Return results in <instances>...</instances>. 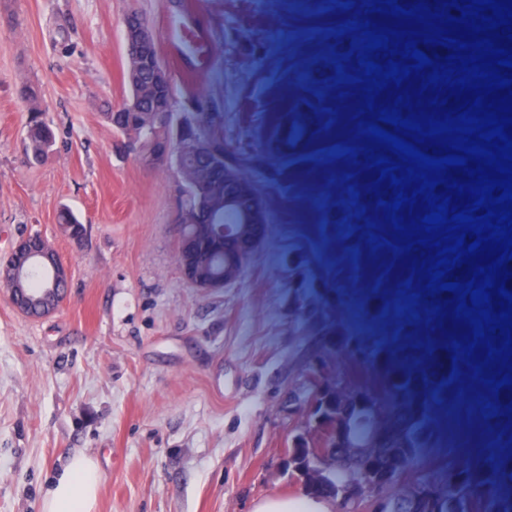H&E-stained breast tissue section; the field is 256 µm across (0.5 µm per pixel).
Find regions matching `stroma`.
Returning a JSON list of instances; mask_svg holds the SVG:
<instances>
[{"label": "stroma", "instance_id": "stroma-1", "mask_svg": "<svg viewBox=\"0 0 512 512\" xmlns=\"http://www.w3.org/2000/svg\"><path fill=\"white\" fill-rule=\"evenodd\" d=\"M0 0V265L19 237L40 234L70 268L50 315L22 314L0 289V512H41L68 458L98 461L96 512H251L269 494L303 491L284 452L311 407L312 381L341 377L320 362L339 336H430L461 326L429 291L437 247L415 222L430 208L418 182L397 189L373 158L382 109L427 123L458 108L446 85L428 91L451 51L434 40L452 0ZM423 6L422 17L412 16ZM152 30L174 109L212 116L240 176L267 209L268 236L238 279L217 290L179 268L183 181L150 164L102 117L130 98L125 20ZM196 15L204 50H170V30ZM398 32L430 63L384 49L368 32ZM411 72L366 100L360 58ZM34 85L35 103L18 96ZM55 133L52 157L25 150L31 109ZM415 196L398 211L383 205ZM71 209L82 241L58 224ZM501 356L463 361V389L439 418L447 462L467 448H512L482 403Z\"/></svg>", "mask_w": 512, "mask_h": 512}]
</instances>
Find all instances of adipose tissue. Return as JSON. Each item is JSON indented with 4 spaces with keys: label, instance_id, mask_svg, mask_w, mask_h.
Returning a JSON list of instances; mask_svg holds the SVG:
<instances>
[{
    "label": "adipose tissue",
    "instance_id": "obj_1",
    "mask_svg": "<svg viewBox=\"0 0 512 512\" xmlns=\"http://www.w3.org/2000/svg\"><path fill=\"white\" fill-rule=\"evenodd\" d=\"M101 483L93 457L76 454L51 481L42 499V512H96ZM332 500L305 494H273L257 501L252 512H333Z\"/></svg>",
    "mask_w": 512,
    "mask_h": 512
}]
</instances>
